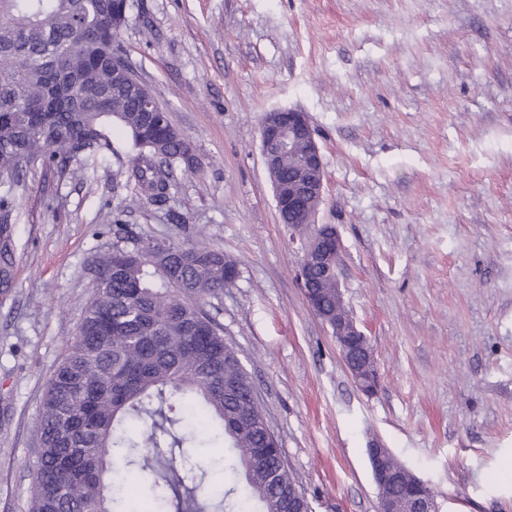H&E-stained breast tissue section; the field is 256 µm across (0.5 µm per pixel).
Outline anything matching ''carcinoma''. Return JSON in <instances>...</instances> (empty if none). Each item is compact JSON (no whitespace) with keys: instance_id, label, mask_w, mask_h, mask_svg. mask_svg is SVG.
Segmentation results:
<instances>
[{"instance_id":"cac0c4a2","label":"carcinoma","mask_w":512,"mask_h":512,"mask_svg":"<svg viewBox=\"0 0 512 512\" xmlns=\"http://www.w3.org/2000/svg\"><path fill=\"white\" fill-rule=\"evenodd\" d=\"M121 0H0V177L21 182L39 161L63 169L112 151L115 120L135 152L132 176L149 198L169 194L175 167L198 160L163 108L116 87ZM93 295L43 392L32 512H288L294 477L280 464L251 382L224 343L217 298L236 278L224 253L112 226ZM336 320V285L314 288ZM222 440L234 485L216 502L207 471L174 449L199 433Z\"/></svg>"}]
</instances>
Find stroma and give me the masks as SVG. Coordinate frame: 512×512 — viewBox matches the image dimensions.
I'll return each instance as SVG.
<instances>
[{
	"mask_svg": "<svg viewBox=\"0 0 512 512\" xmlns=\"http://www.w3.org/2000/svg\"><path fill=\"white\" fill-rule=\"evenodd\" d=\"M120 40L189 141L165 201L106 160L32 166L0 236V512H29L40 400L121 219L224 252L219 302L314 512H379L389 449L439 512H512V0H136ZM306 113L318 222L343 248L346 309L379 386L342 362L296 279L315 226L280 223L263 116Z\"/></svg>",
	"mask_w": 512,
	"mask_h": 512,
	"instance_id": "35a3bbf8",
	"label": "stroma"
}]
</instances>
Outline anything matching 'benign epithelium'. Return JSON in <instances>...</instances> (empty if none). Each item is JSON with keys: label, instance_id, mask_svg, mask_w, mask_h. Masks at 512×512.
Returning a JSON list of instances; mask_svg holds the SVG:
<instances>
[{"label": "benign epithelium", "instance_id": "obj_1", "mask_svg": "<svg viewBox=\"0 0 512 512\" xmlns=\"http://www.w3.org/2000/svg\"><path fill=\"white\" fill-rule=\"evenodd\" d=\"M112 73L132 83L141 84L125 59H112ZM260 147L263 163L272 182L274 199L280 223H288V216L304 217L306 223H314L315 215L323 201L325 172L322 155L314 140L308 117L292 109H276L265 115L260 127ZM289 153L299 159V189L291 192L288 184L278 178L280 161ZM341 240L336 231L323 225L316 229L312 240L313 257L301 261L298 280L304 297L312 311H317L316 296L312 292L315 275L320 272L337 278ZM342 359L359 389L367 394L377 387V371L371 350L363 344L366 339L352 317L336 320L332 327ZM372 477L378 489L380 512H397L386 489L401 482V471L390 463L391 452L387 448L367 449ZM416 493L410 498L404 512H438L434 496L426 491L427 484L412 479Z\"/></svg>", "mask_w": 512, "mask_h": 512}]
</instances>
